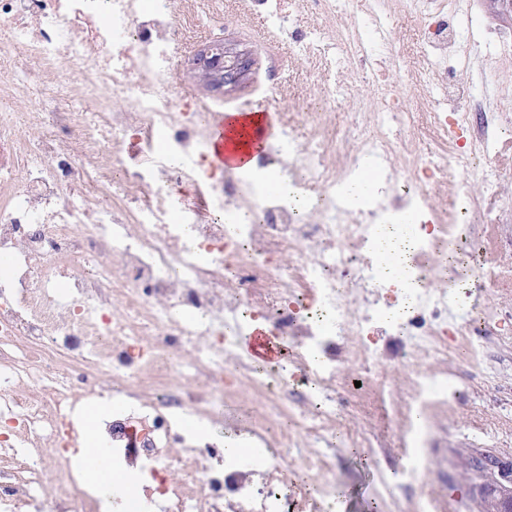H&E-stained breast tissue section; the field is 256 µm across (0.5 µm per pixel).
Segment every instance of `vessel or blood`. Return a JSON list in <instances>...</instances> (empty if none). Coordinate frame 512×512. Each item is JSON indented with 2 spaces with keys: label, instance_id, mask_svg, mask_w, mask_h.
<instances>
[{
  "label": "vessel or blood",
  "instance_id": "obj_1",
  "mask_svg": "<svg viewBox=\"0 0 512 512\" xmlns=\"http://www.w3.org/2000/svg\"><path fill=\"white\" fill-rule=\"evenodd\" d=\"M270 132L269 119H262L260 125H251L246 113L228 112L217 114L212 122L207 148L216 168L237 167L245 163L246 155L238 151V140H247L251 152H258L267 146ZM245 352L253 359L269 364L282 363L285 349L270 331L256 326L250 328L242 338Z\"/></svg>",
  "mask_w": 512,
  "mask_h": 512
}]
</instances>
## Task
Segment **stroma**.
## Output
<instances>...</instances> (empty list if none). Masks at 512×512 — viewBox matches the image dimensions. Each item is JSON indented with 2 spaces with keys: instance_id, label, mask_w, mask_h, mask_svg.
Wrapping results in <instances>:
<instances>
[{
  "instance_id": "1",
  "label": "stroma",
  "mask_w": 512,
  "mask_h": 512,
  "mask_svg": "<svg viewBox=\"0 0 512 512\" xmlns=\"http://www.w3.org/2000/svg\"><path fill=\"white\" fill-rule=\"evenodd\" d=\"M457 19L470 26L476 42L468 55L469 79L484 97L485 110L512 114V67L500 64L504 46L512 45V23L492 16L486 0H453ZM389 24L397 50L407 59L419 53V24L414 0H391ZM223 42L248 50L256 64L240 88L215 95L181 64L176 75L183 96L207 103L222 98L227 112H289L304 98L311 79V64L292 53L289 33L269 41L252 0H224ZM382 74L392 93L406 105L420 108L423 91L408 83L406 76L392 70L386 54H377L370 71L356 80L352 94H337L340 112L372 111L379 103L375 74ZM512 237V224L494 229L470 223L459 232L463 247L455 263L445 265L434 285L447 288L478 277L498 274V257L488 241L491 235ZM460 382L467 391L464 401L432 412L428 416V460L419 480L401 482L402 472L414 467L400 446L409 437L398 423L387 420L382 411L372 415L343 412L336 419V451L342 461L336 473V497L341 512H423L429 490L441 500L437 512H482L487 478L469 471V461L486 455H512V434L478 429L479 420L512 422V335L491 347L483 372L460 368ZM398 481L393 497H386L383 480Z\"/></svg>"
}]
</instances>
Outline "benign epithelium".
Segmentation results:
<instances>
[{
  "label": "benign epithelium",
  "instance_id": "benign-epithelium-1",
  "mask_svg": "<svg viewBox=\"0 0 512 512\" xmlns=\"http://www.w3.org/2000/svg\"><path fill=\"white\" fill-rule=\"evenodd\" d=\"M255 61L247 51H237L224 43H205L194 53L192 68L206 79V85L222 93L242 84L254 67ZM472 466L500 485L504 494L496 500L494 512H512V458L484 457L472 461Z\"/></svg>",
  "mask_w": 512,
  "mask_h": 512
}]
</instances>
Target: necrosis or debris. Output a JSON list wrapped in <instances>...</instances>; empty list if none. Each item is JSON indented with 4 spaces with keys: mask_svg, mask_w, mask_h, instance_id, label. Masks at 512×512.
<instances>
[{
    "mask_svg": "<svg viewBox=\"0 0 512 512\" xmlns=\"http://www.w3.org/2000/svg\"><path fill=\"white\" fill-rule=\"evenodd\" d=\"M316 2L343 21L330 36L296 32V55L339 66L347 88L380 50L404 69L388 7ZM417 2L438 77L426 115L389 94L334 118V88L314 83L306 111L276 115L269 150L217 176L214 114L174 74L188 16L222 15L223 0H0V512H289L301 500L334 512L341 372L388 357L435 367L414 372L407 401L383 381L354 398L389 400L425 447L424 409L463 395L449 382L458 355L483 369L512 334L511 299L452 313L432 285L466 216L503 198L512 174L486 175L498 130L468 109L462 25L441 0ZM276 167L287 191L269 187ZM372 169L406 176L351 198ZM398 227L413 251L390 270L374 254ZM256 319L287 346V369L240 350ZM245 388L255 411L234 434L255 445L233 454L197 426ZM89 400L111 401L100 442L129 479L109 495L87 492L72 452ZM281 448L319 477L289 480ZM57 474L65 484L39 499Z\"/></svg>",
    "mask_w": 512,
    "mask_h": 512,
    "instance_id": "1",
    "label": "necrosis or debris"
}]
</instances>
